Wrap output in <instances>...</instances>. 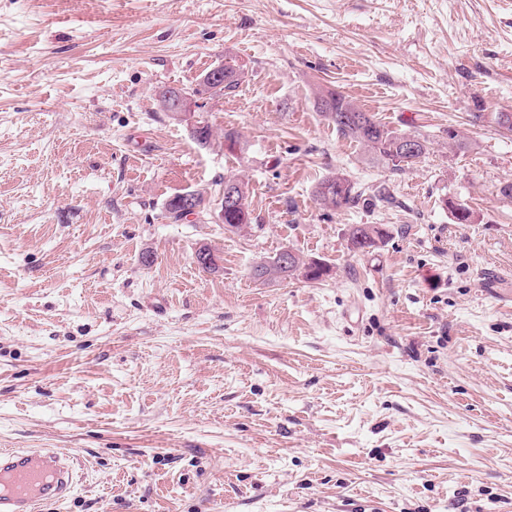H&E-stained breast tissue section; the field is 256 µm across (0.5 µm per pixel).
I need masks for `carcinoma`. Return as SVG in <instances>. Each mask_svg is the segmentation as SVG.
<instances>
[{
  "label": "carcinoma",
  "instance_id": "1",
  "mask_svg": "<svg viewBox=\"0 0 512 512\" xmlns=\"http://www.w3.org/2000/svg\"><path fill=\"white\" fill-rule=\"evenodd\" d=\"M315 102L319 112L336 126L338 133L367 147L375 160L385 163L394 173H405L413 169L430 154L431 142L426 136L419 133L411 135L386 127L375 115L364 111L340 92L321 89L315 94ZM409 135L421 141L419 153L413 156L402 154L400 148V141ZM234 183L241 204L236 211L224 210V227L229 230L237 229L250 220L245 185L237 179ZM315 197L319 204L336 210L356 207L361 203L370 204V200L363 197V192L342 173H331L323 178L316 186ZM384 236V230L375 224H357L351 229L350 245L354 250L372 248ZM252 275L266 282L290 277V273L279 266L276 255L255 265Z\"/></svg>",
  "mask_w": 512,
  "mask_h": 512
}]
</instances>
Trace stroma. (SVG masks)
Here are the masks:
<instances>
[{"label":"stroma","mask_w":512,"mask_h":512,"mask_svg":"<svg viewBox=\"0 0 512 512\" xmlns=\"http://www.w3.org/2000/svg\"><path fill=\"white\" fill-rule=\"evenodd\" d=\"M219 62L235 91L161 110ZM320 88L430 154L391 174ZM502 112L512 0H0V449L68 457L43 512H512ZM332 172L393 201L323 207ZM187 191L209 211L173 218ZM285 248L328 274L256 281ZM161 98L162 105H166L177 119L187 120V117L191 116L192 106L195 103L194 95L191 92L176 89L175 93L170 94L165 91ZM228 181L235 183V190L237 195L235 191L229 187L224 191V196L220 202L221 216L223 217L224 215V227L227 228L228 230H233L239 228L242 224H248L250 217L245 202L246 189L244 183L234 178H230L228 179ZM238 198L241 201L239 210L229 211L227 209H224V207L228 209L236 208V206L238 205ZM384 236V230L375 224H357L352 227L349 240L353 250L364 251L365 248L375 247Z\"/></svg>","instance_id":"1"}]
</instances>
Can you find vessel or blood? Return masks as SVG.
I'll list each match as a JSON object with an SVG mask.
<instances>
[{
	"instance_id": "vessel-or-blood-1",
	"label": "vessel or blood",
	"mask_w": 512,
	"mask_h": 512,
	"mask_svg": "<svg viewBox=\"0 0 512 512\" xmlns=\"http://www.w3.org/2000/svg\"><path fill=\"white\" fill-rule=\"evenodd\" d=\"M73 472L52 448L0 454V512H36L71 492Z\"/></svg>"
}]
</instances>
